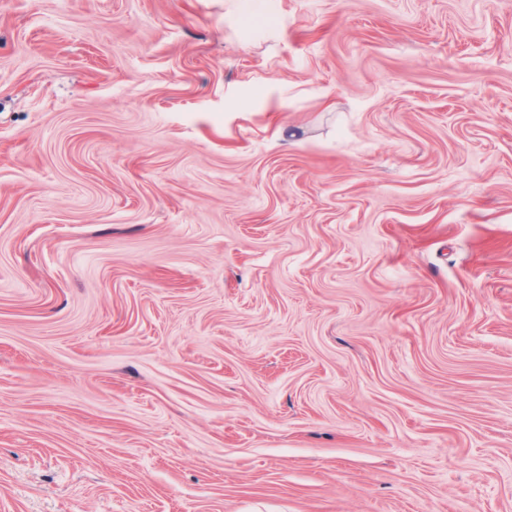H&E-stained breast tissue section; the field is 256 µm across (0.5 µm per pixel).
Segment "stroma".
Returning a JSON list of instances; mask_svg holds the SVG:
<instances>
[{"instance_id": "stroma-1", "label": "stroma", "mask_w": 512, "mask_h": 512, "mask_svg": "<svg viewBox=\"0 0 512 512\" xmlns=\"http://www.w3.org/2000/svg\"><path fill=\"white\" fill-rule=\"evenodd\" d=\"M0 512H512V0H0Z\"/></svg>"}]
</instances>
